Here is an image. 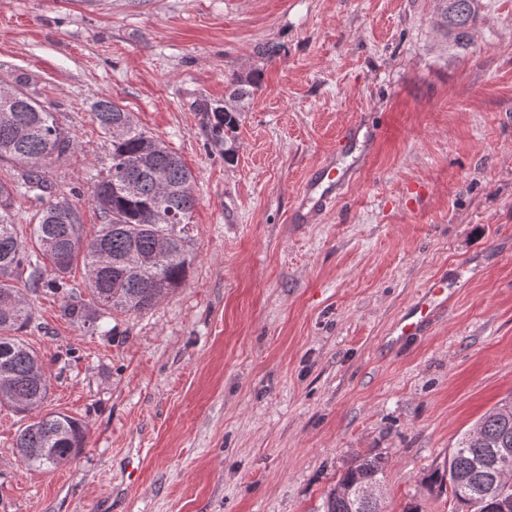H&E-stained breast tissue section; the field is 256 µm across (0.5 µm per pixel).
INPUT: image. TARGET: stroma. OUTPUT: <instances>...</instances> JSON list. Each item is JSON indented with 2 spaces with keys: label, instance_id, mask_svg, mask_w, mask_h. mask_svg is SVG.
Returning a JSON list of instances; mask_svg holds the SVG:
<instances>
[{
  "label": "stroma",
  "instance_id": "35a3bbf8",
  "mask_svg": "<svg viewBox=\"0 0 512 512\" xmlns=\"http://www.w3.org/2000/svg\"><path fill=\"white\" fill-rule=\"evenodd\" d=\"M254 70L228 162L199 104ZM17 79L76 139L47 175L79 190L85 224L110 151L95 101L180 155L197 257L105 333L26 289L44 409L84 420L87 443L27 469L26 420L0 409V512H319L371 452L388 458L386 512H455L424 480L512 397V0H479L464 46L437 0H0V80ZM356 121L378 131L367 148L342 139ZM329 158L356 176L301 222ZM459 266L447 311L388 344Z\"/></svg>",
  "mask_w": 512,
  "mask_h": 512
}]
</instances>
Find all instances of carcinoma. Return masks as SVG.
Listing matches in <instances>:
<instances>
[{
	"label": "carcinoma",
	"mask_w": 512,
	"mask_h": 512,
	"mask_svg": "<svg viewBox=\"0 0 512 512\" xmlns=\"http://www.w3.org/2000/svg\"><path fill=\"white\" fill-rule=\"evenodd\" d=\"M440 25L456 42L470 41L477 10L473 0H438ZM262 73L228 80L224 102L204 100L200 109L214 114L216 140H230L245 100L260 86ZM95 119L110 142L109 163L97 175L94 200L100 223L89 231L78 207L80 193L57 187L47 169L77 148L71 132L47 111L19 80L0 82V406L29 414L46 403L49 376L44 358L18 336L34 320V310L15 281L23 279L61 298V316L73 323L103 328L106 316L151 309L181 287L196 258L192 214L194 176L180 156L143 131L132 114L108 99L95 105ZM127 126L112 135L117 123ZM35 207L29 249L17 230L15 203ZM136 252L144 263L130 266ZM82 265L88 299L73 291L68 277ZM481 439L465 432L443 467L426 482L451 492L466 512H512V473L499 476L487 462L493 448H512V400L503 401L479 421ZM87 425L63 412L32 418L16 436L15 448L27 468L55 469L73 462L85 447ZM385 483V459L369 454L350 465L330 487L322 512H385L383 499L366 500L361 487Z\"/></svg>",
	"instance_id": "1"
}]
</instances>
